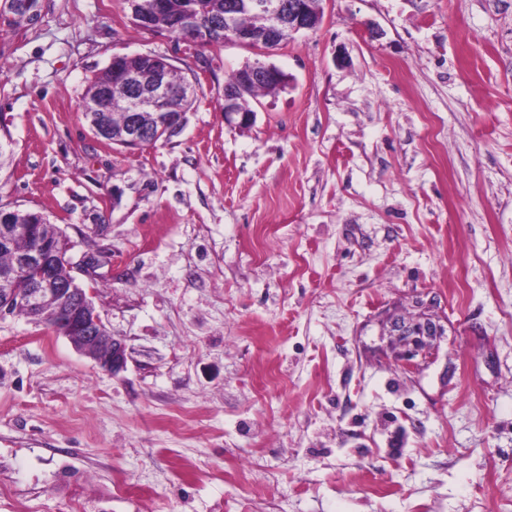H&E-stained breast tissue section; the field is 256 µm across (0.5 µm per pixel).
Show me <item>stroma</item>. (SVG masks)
Returning <instances> with one entry per match:
<instances>
[{"label": "stroma", "mask_w": 512, "mask_h": 512, "mask_svg": "<svg viewBox=\"0 0 512 512\" xmlns=\"http://www.w3.org/2000/svg\"><path fill=\"white\" fill-rule=\"evenodd\" d=\"M255 60L147 31L127 0L0 28V204L58 225L113 375L0 320V512H512V0H323ZM199 81L138 149L80 111L113 56ZM444 328L406 358L388 320ZM256 112L242 111L236 101V95L224 87V121L239 128L251 126Z\"/></svg>", "instance_id": "35a3bbf8"}]
</instances>
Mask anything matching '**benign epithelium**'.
I'll return each instance as SVG.
<instances>
[{
    "label": "benign epithelium",
    "instance_id": "benign-epithelium-1",
    "mask_svg": "<svg viewBox=\"0 0 512 512\" xmlns=\"http://www.w3.org/2000/svg\"><path fill=\"white\" fill-rule=\"evenodd\" d=\"M252 7L267 14V28L253 30L234 26L232 17L236 0H224V15L227 20L224 34L217 37L212 30L204 29L200 37L205 40L217 37L224 42L256 47L266 54V45L275 41L279 29L286 27L290 34L313 31L321 23L320 9L311 6L294 7L286 0H253ZM19 9L26 11L33 21L38 18V4L33 0H3L0 3V15L4 17L12 16ZM131 11L138 26L145 30H154L153 17L161 11L169 12L171 26L180 29L194 13L195 3L185 0V6L172 11L167 0H152V4L144 8L132 5ZM139 57L144 58L146 54L113 57L105 68V71L111 73V78L87 97L86 111L100 113V116L91 118L89 122L94 138L101 141L107 139L109 130L101 113L110 111L113 90L126 89L136 84L139 73L129 66V62ZM150 67L154 74V89L133 99L132 119L127 129L121 133L126 148H139L164 130L176 133L185 121L182 112L177 115L169 114L172 93L164 82V77L173 68L170 59L162 55L153 57ZM271 68L272 65L260 60L246 64L241 68L242 85H250L260 73ZM254 118L255 113L245 112L238 107L235 94L224 90V121L244 128L252 125ZM61 261L66 263L67 270H72L70 256L52 252L47 242L38 238L17 258L14 268L0 272V318L20 311L36 317L54 308L65 324L57 332L94 360L100 368L115 375L126 366V346L108 331L85 289L57 280L55 268ZM32 271L36 272L33 279L29 278ZM391 332L399 343L406 345L412 342L415 350L419 351L431 347V342L442 334V328L430 320L407 323L402 318H396L391 322Z\"/></svg>",
    "mask_w": 512,
    "mask_h": 512
}]
</instances>
